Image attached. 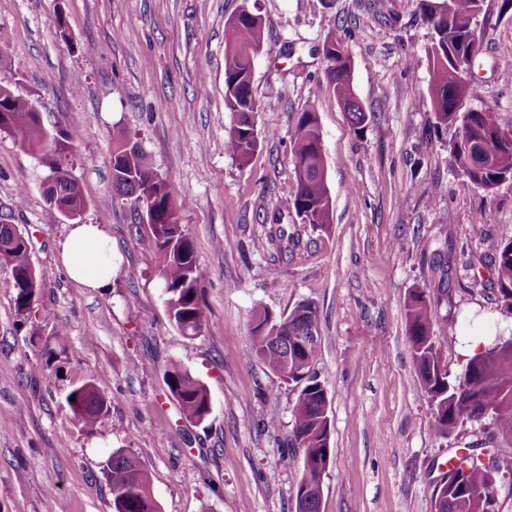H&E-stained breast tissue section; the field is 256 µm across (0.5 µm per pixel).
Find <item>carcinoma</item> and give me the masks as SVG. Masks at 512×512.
<instances>
[{"mask_svg":"<svg viewBox=\"0 0 512 512\" xmlns=\"http://www.w3.org/2000/svg\"><path fill=\"white\" fill-rule=\"evenodd\" d=\"M420 0L422 19L431 30L428 57L432 70L430 86L434 124L452 130L448 156L459 176L463 190H492L512 181V125L504 126L494 113L470 108L457 111L458 98L471 101L479 96L478 86L460 79L459 68L473 44L481 41L479 17L488 13L486 0ZM262 24L244 23L227 31L224 54L225 105L236 116L226 148L246 164L258 146L253 113L252 66L262 44ZM327 62L326 83L348 114L350 130L360 133L367 120L366 112L356 100L351 81V56L342 38L330 35L323 45ZM9 134L21 146L43 155L48 168L56 165L54 156L66 149L57 139L46 140L32 120V103L15 94L9 97ZM293 162L306 167L308 175L294 173L293 208L314 227L330 223L331 198L326 178L317 173L325 168L321 135L316 112L304 109L296 113L291 136ZM116 165L112 167L113 190L129 197L140 192L151 198L154 224L151 234L158 257L157 274L165 292L169 320L185 335L196 336L201 330L203 310L199 283L205 270L199 264L192 242L176 218V205L164 180L157 176L151 158L138 144L118 142L113 150ZM10 269L14 282L15 309L21 324L32 315L41 314L47 321L50 311L35 308L39 288L33 284L28 242L18 236L12 246L0 251V265ZM491 264L494 278L490 285L499 299L512 312V235L498 242ZM406 321L413 355L423 388L433 410V432L436 436L454 431L468 422L485 421L492 440L512 444V349L508 339L500 338L488 349L473 355L462 372L449 379L442 371V357L447 345L431 336L436 319L424 293H413L406 305ZM252 354L260 359L280 380L299 388L293 406L294 446L303 449V475L300 487L306 495L296 494V512H321V477L329 460V416L326 390L314 365L320 343L299 347L298 338L319 335L317 309L305 301L287 316L272 319L266 310L253 319ZM303 361L306 374L285 372L287 353ZM165 383L185 418L197 423L209 416L210 394L207 387L181 364H172L165 372ZM66 402L75 420L85 428L93 427L106 409L104 397L86 382L73 386ZM469 443L457 456L456 464L445 475L443 486L435 490V512H496V499L491 491L494 481L485 474ZM140 460L117 450L107 464L106 480L112 486L114 501H121L126 512H155L143 498V479L136 468Z\"/></svg>","mask_w":512,"mask_h":512,"instance_id":"obj_1","label":"carcinoma"}]
</instances>
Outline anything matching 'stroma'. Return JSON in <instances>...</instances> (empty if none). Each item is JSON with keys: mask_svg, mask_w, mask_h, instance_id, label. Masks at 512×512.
<instances>
[{"mask_svg": "<svg viewBox=\"0 0 512 512\" xmlns=\"http://www.w3.org/2000/svg\"><path fill=\"white\" fill-rule=\"evenodd\" d=\"M244 7L263 26L252 69L259 145L245 165L225 149L235 116L224 103L225 30ZM489 8L470 105L510 124L512 67L498 50L512 43V10ZM332 32L352 57L367 114L359 134L324 77ZM430 40L419 0H0V83L63 139L58 161L88 202L83 220L112 239L111 288L70 280L57 247L72 223L45 202L46 164L0 134V220L28 236L39 303L53 312L19 324L0 267V512H114L104 467L120 448L146 468L161 512H295L297 391L252 356L251 324L257 311L278 317L303 301L317 308L330 420L321 512H434L449 456L477 441L499 467L497 512H512V448L484 443L477 422L434 435L406 331L408 298L425 292L458 330L443 360L454 377L467 341L489 344L512 327L495 291L470 290L472 272L490 277L497 241L512 235V182L459 191L449 135L433 126ZM306 107L318 114L332 199L324 228L293 208L290 135ZM120 139L151 157L207 272L196 337L170 322L149 227L112 188ZM277 219L298 245L271 240ZM58 331L66 353L40 370L29 338ZM174 362L209 391L202 424L167 395ZM86 381L108 405L91 430L65 402Z\"/></svg>", "mask_w": 512, "mask_h": 512, "instance_id": "obj_1", "label": "stroma"}]
</instances>
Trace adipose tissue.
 <instances>
[{
  "mask_svg": "<svg viewBox=\"0 0 512 512\" xmlns=\"http://www.w3.org/2000/svg\"><path fill=\"white\" fill-rule=\"evenodd\" d=\"M59 253L68 276L76 283L92 289L110 285L112 240L99 225H74Z\"/></svg>",
  "mask_w": 512,
  "mask_h": 512,
  "instance_id": "obj_1",
  "label": "adipose tissue"
}]
</instances>
